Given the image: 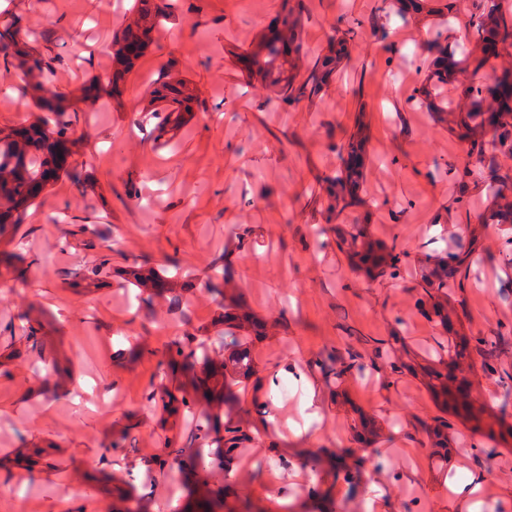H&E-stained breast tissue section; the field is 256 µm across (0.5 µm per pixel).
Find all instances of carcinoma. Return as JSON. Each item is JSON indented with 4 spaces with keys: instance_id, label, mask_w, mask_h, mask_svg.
Instances as JSON below:
<instances>
[{
    "instance_id": "carcinoma-1",
    "label": "carcinoma",
    "mask_w": 512,
    "mask_h": 512,
    "mask_svg": "<svg viewBox=\"0 0 512 512\" xmlns=\"http://www.w3.org/2000/svg\"><path fill=\"white\" fill-rule=\"evenodd\" d=\"M402 0H380L377 16L397 15L407 21L408 15L400 6ZM428 9L448 22L458 16L457 0H435L427 7V0H412V12ZM474 48L465 52L450 49L448 56L434 61L425 78L421 93L429 94L428 83L435 86L452 87L459 99L458 115L449 131L466 146L467 156L475 159L485 171V190L490 202L486 212L480 216L481 224H512V168H506L501 160H512V68L504 67L488 84L479 78L491 57L512 47V20L503 13L501 0H471L468 15ZM364 27L361 21L350 22L339 19L332 27L330 42L336 43V60L326 57L315 61L307 75L293 73L281 87L282 99L290 104L316 95L334 71L332 64H340L349 57V46ZM29 33L21 24V16H0V67H14V58L27 56L33 63L39 80H22L19 89L25 96L36 100L37 107L52 115L38 118L28 124L35 136H26V130L16 131L11 125L0 127V201L5 210L0 211V238L15 240L24 223L27 210L41 194L56 181L60 174L69 176L75 183H82L78 166L62 168L57 165L54 147L61 141L75 146L73 138L79 103L97 89L92 84L82 89V95L51 89L64 59L55 51L56 44L50 35H43L44 45L34 48L26 37ZM155 120L154 131L160 139L166 134L176 133L183 125L184 116L172 107L151 111ZM365 136L362 128L346 135L336 145L341 164L333 176L323 182L331 199L327 208L326 223L330 224L344 212L363 204L358 191L364 178ZM68 234L88 237L87 246L95 242L105 246L108 229L96 224H76ZM336 247L346 253L351 266L368 279L385 276L390 269L409 257L406 251H396V245L387 246L372 240L364 224H351L347 229L336 231ZM478 238L473 235L466 242H458L448 250L424 254V271L416 284V305L420 313L435 320L444 329L453 331V322L448 314V278L456 280L457 288L464 289L471 267L477 255ZM19 257L13 251L0 252V266L6 273L20 280L24 270L17 265ZM220 274L204 278L177 277L165 267H153L145 261L133 259L123 266L112 265V256L102 254L90 264L79 265L67 272L70 284L86 292H93L110 285L109 278L116 276L124 283L136 288L143 295L142 302L148 304L152 296L172 294V301L180 304L181 291L198 282L202 287L222 296V302L211 321V326L224 327V332L215 337L209 335V327L199 326L176 337L167 344L158 361L161 377L168 383L152 389L147 400L161 410L163 421L189 419L191 432L182 447L165 444L160 454L143 457L149 473L164 475L177 470L185 475L187 495L182 512H235L231 505L234 495L231 480L234 463L242 449L254 440L256 429L253 423L224 411L238 402L237 387L253 384L261 389L262 378L254 363L250 343L262 340L267 335V324L245 305L241 296L228 291L232 282V261L223 255L217 259ZM4 347L16 356L26 355L44 364L46 373L42 378L45 387L58 388L63 380V370L56 357L46 355V333L43 323L29 315L22 317L19 326L12 324L3 328ZM399 339L374 340L375 357L384 359L396 350ZM507 341L504 334L478 336L470 341L464 336L455 337L448 344V360L422 368L428 378L427 385L439 409L433 423L422 424V431L436 448L448 447V431L453 424L448 415L467 422L472 434L482 436L494 418L512 436V425L507 422V404L499 410L485 408L475 403L470 396L471 383L466 388L456 387V375L464 373L460 363L481 358V367L498 375L497 382L504 397L512 395V372L497 369L493 362L500 355ZM363 354L348 344L339 350L320 354L310 366L319 370L328 382L336 383L355 369H362ZM353 430L358 439L371 443L373 420L364 414L354 421ZM53 445L26 448L16 455V466L32 476L34 471L52 465ZM311 471L325 474L335 481L342 480L351 488L358 487L359 461L351 457V450L329 451L320 448L305 458ZM324 480L306 493L309 502L305 512H335L334 487H323ZM147 493H138V488L119 489L114 495L112 512H144Z\"/></svg>"
}]
</instances>
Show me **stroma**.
I'll use <instances>...</instances> for the list:
<instances>
[{
	"instance_id": "stroma-1",
	"label": "stroma",
	"mask_w": 512,
	"mask_h": 512,
	"mask_svg": "<svg viewBox=\"0 0 512 512\" xmlns=\"http://www.w3.org/2000/svg\"><path fill=\"white\" fill-rule=\"evenodd\" d=\"M134 0H0V10L22 15L40 46L48 31L65 59L56 81L74 90L112 78V37L134 13ZM282 0H177L167 24L117 92L101 95L80 113L76 157L82 184L60 178L29 209L9 248L18 253L24 280L0 278V329L22 314L41 313L49 344L71 378L59 390L38 393L34 359L0 353V462L38 440L57 444L54 465L23 481L0 466V512H112L113 498L76 472L104 468L114 483L151 486L146 512H168L184 497L178 473L149 476L141 457L181 442L190 426H160L146 395L161 382L156 352L185 330L210 323L216 306L203 288L184 292L180 306L167 298L142 304L119 278L90 294L69 287L67 271L92 262L98 249L66 239L73 224H105L115 262L138 258L205 274L229 255L243 301L270 327L251 347L263 389L239 390L240 415L256 419L267 405L256 440L237 461V512H299L313 480L303 452L351 448L357 411L374 414L380 434L363 452L357 491L336 485V512H366L365 499L381 493L380 512H466L449 487L478 478L480 499L512 512V447L475 444L455 424L447 456L430 448L418 424L437 409L423 379L392 373L390 362H365L341 383L326 384L309 366L319 353L344 347L348 331L358 350L391 334L404 345L395 359L413 365L435 360L448 338L416 307L417 257L447 248L450 234L467 236L486 211L485 194H470L464 209L450 208L463 145L435 112L412 102L430 69L424 40L444 31L438 16L410 23L386 18V39L363 34L350 57L317 97L283 102L249 72L242 58L266 32ZM301 38L306 65L327 53L338 18L370 22L376 0H303ZM186 81L196 100L177 136L155 140L149 91L157 79ZM15 72L0 71V125L39 117L23 100ZM368 127L363 208L339 217L362 221L374 238L407 250L397 276L367 281L336 248L323 212L321 179L340 166L334 149L357 121ZM248 228L239 243L236 227ZM500 267L482 263L465 290L449 286L464 310L461 334L512 331V288ZM140 348L136 361L126 353ZM298 384L281 397L282 383ZM128 429L132 450L109 448ZM495 449L487 457V449Z\"/></svg>"
}]
</instances>
